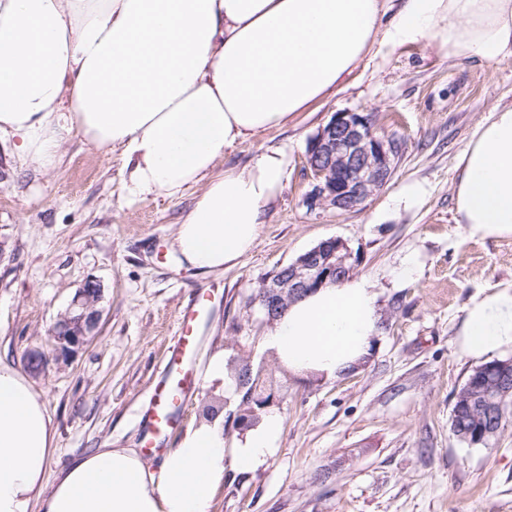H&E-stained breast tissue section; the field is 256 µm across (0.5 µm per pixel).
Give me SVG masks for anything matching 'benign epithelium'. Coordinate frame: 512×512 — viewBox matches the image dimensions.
Listing matches in <instances>:
<instances>
[{
	"instance_id": "1",
	"label": "benign epithelium",
	"mask_w": 512,
	"mask_h": 512,
	"mask_svg": "<svg viewBox=\"0 0 512 512\" xmlns=\"http://www.w3.org/2000/svg\"><path fill=\"white\" fill-rule=\"evenodd\" d=\"M402 144L377 135L370 114L336 112L311 139L307 151V168L313 180L306 204L352 211L361 206L376 190L385 186L395 169ZM352 254L337 238L325 240L300 255L288 268V277L277 280L253 296L251 304L259 307L267 323L283 314L289 300L329 281L339 282L337 274L351 272ZM101 297L100 285L88 281L73 296L69 307L57 317L51 328V350H31L26 362L37 374L44 375L53 365L65 361L86 346L98 334ZM502 394L512 392V361L494 366ZM280 404L276 393L263 385L256 374L253 388L243 395L247 410L236 418L238 429L246 431L252 418L265 409ZM476 419L483 422L480 440L498 436L500 407H476Z\"/></svg>"
}]
</instances>
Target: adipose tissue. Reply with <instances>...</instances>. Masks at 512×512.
<instances>
[{"instance_id": "adipose-tissue-1", "label": "adipose tissue", "mask_w": 512, "mask_h": 512, "mask_svg": "<svg viewBox=\"0 0 512 512\" xmlns=\"http://www.w3.org/2000/svg\"><path fill=\"white\" fill-rule=\"evenodd\" d=\"M424 45L440 59L512 61V0H0V141L20 165L55 168L67 134L121 149L132 200L201 186L178 224L181 263L220 271L255 246L288 156L257 154L216 173L236 144L339 93L375 46ZM459 223L512 237V105L480 124L459 161ZM364 276L307 293L266 345L295 374L341 376L378 332ZM461 352L512 349V288L466 307ZM267 414L226 453L216 422L146 461L132 448L73 456L53 484L54 430L28 377L0 360V512H208L227 467L254 471L276 451Z\"/></svg>"}]
</instances>
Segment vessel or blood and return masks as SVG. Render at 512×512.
I'll use <instances>...</instances> for the list:
<instances>
[{"label":"vessel or blood","mask_w":512,"mask_h":512,"mask_svg":"<svg viewBox=\"0 0 512 512\" xmlns=\"http://www.w3.org/2000/svg\"><path fill=\"white\" fill-rule=\"evenodd\" d=\"M208 302V294H199L181 312L178 336L164 357L162 376L141 414L142 444L146 450H153L161 435L180 427L181 411L198 388L199 377L195 368L198 326L207 311Z\"/></svg>","instance_id":"b4317fda"}]
</instances>
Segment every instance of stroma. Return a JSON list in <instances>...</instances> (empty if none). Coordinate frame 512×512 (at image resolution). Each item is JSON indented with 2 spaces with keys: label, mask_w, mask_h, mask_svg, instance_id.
Returning <instances> with one entry per match:
<instances>
[{
  "label": "stroma",
  "mask_w": 512,
  "mask_h": 512,
  "mask_svg": "<svg viewBox=\"0 0 512 512\" xmlns=\"http://www.w3.org/2000/svg\"><path fill=\"white\" fill-rule=\"evenodd\" d=\"M512 104V61L440 60L425 46L381 48L338 94L280 128L241 142L219 169L258 151L288 155V177L256 248L221 273L178 264L171 241L200 191L128 201L120 150L70 135L52 170L19 166L0 142V359L50 348L48 329L90 280L102 288L96 338L30 380L51 416L56 452L46 480L75 454L137 448L140 410L157 383L181 310L206 291L200 367L251 354L283 397L277 450L253 473L226 470L209 512H512V426L488 447L449 432L456 392L476 367L456 336L470 301L512 287V238L485 239L457 221L453 185L463 149L498 105ZM368 112L402 155L391 180L353 211L309 209L311 138L333 113ZM420 185L413 205L403 188ZM346 243L368 276L380 322L371 355L334 379L284 371L264 347L270 329L248 301L263 278L323 240ZM419 273L395 282L407 259ZM239 396L200 378L176 447L205 417H221L227 448L241 441Z\"/></svg>",
  "instance_id": "obj_1"
}]
</instances>
